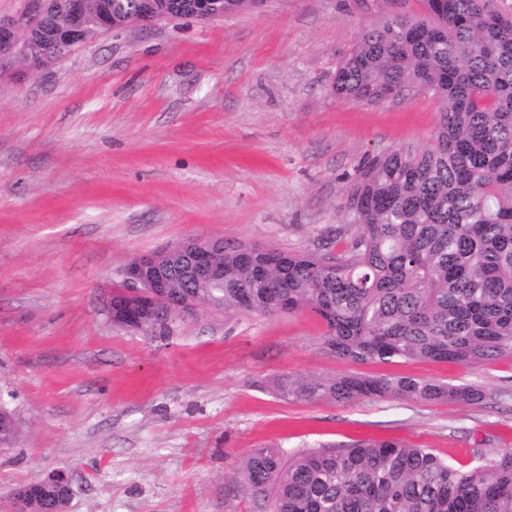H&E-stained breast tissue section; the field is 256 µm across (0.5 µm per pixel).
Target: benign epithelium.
<instances>
[{
    "label": "benign epithelium",
    "mask_w": 512,
    "mask_h": 512,
    "mask_svg": "<svg viewBox=\"0 0 512 512\" xmlns=\"http://www.w3.org/2000/svg\"><path fill=\"white\" fill-rule=\"evenodd\" d=\"M49 0H29L27 11L19 18L0 20V65L6 60L22 58L26 70H42L39 60L47 55L59 58L86 41L89 29L99 33L114 28L110 13L103 10L91 17L85 0H67L69 15L68 34L51 40L24 39L20 31L33 28L44 17ZM194 16L199 20L224 17L213 0H195ZM224 251V240L195 238L181 243V249H171L136 256L122 269L121 302H111V319L131 330H140L147 324L170 326L179 317L193 312L201 302L197 295H189L176 288L177 277H182L192 288H205L224 279V267L217 262L218 253ZM72 493V477L63 470H53L39 482L19 489L15 494L16 512H39L49 494L58 490Z\"/></svg>",
    "instance_id": "1"
}]
</instances>
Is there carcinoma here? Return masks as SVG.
I'll return each mask as SVG.
<instances>
[{
	"label": "carcinoma",
	"mask_w": 512,
	"mask_h": 512,
	"mask_svg": "<svg viewBox=\"0 0 512 512\" xmlns=\"http://www.w3.org/2000/svg\"><path fill=\"white\" fill-rule=\"evenodd\" d=\"M145 0H105L115 27ZM420 16L368 28L340 60L333 91L380 104L415 88L441 102L432 144L376 159L351 184L342 246L250 259L224 247V283L205 310L308 311L322 348L353 362L399 359L479 365L512 358V0H421ZM68 25L57 7L40 32ZM277 395L361 399L485 398L471 385L411 376L283 377ZM239 477L275 512H512V448L457 468L393 439L322 445L284 456L252 449Z\"/></svg>",
	"instance_id": "cac0c4a2"
}]
</instances>
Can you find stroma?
Segmentation results:
<instances>
[{
    "instance_id": "obj_1",
    "label": "stroma",
    "mask_w": 512,
    "mask_h": 512,
    "mask_svg": "<svg viewBox=\"0 0 512 512\" xmlns=\"http://www.w3.org/2000/svg\"><path fill=\"white\" fill-rule=\"evenodd\" d=\"M419 0H264L208 22L100 34L34 74L0 71V512L53 469L67 512H272L250 451L397 439L458 468L512 448V360L470 366L327 354L308 312L203 311L167 339L109 319L134 255L192 238L329 246L371 157L425 148L440 102L336 97L341 56ZM473 385L466 405L284 400L288 375Z\"/></svg>"
}]
</instances>
